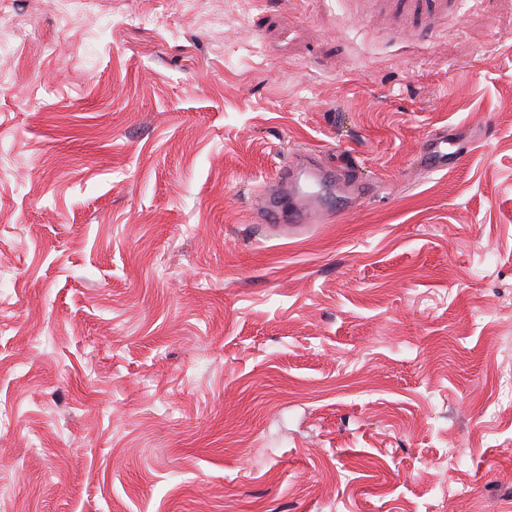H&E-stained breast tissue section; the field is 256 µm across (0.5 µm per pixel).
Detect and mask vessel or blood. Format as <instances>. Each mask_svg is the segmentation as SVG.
Listing matches in <instances>:
<instances>
[{
	"mask_svg": "<svg viewBox=\"0 0 512 512\" xmlns=\"http://www.w3.org/2000/svg\"><path fill=\"white\" fill-rule=\"evenodd\" d=\"M424 171L443 170L461 157L460 151H449L448 132L441 129L428 134L422 143ZM274 190L256 214L259 223L272 228L288 227L301 232L308 225L325 222L332 210L324 204L322 190L337 184L361 193L362 183L351 169L334 168L323 163L316 154L299 153L289 163L276 169L267 180Z\"/></svg>",
	"mask_w": 512,
	"mask_h": 512,
	"instance_id": "b4317fda",
	"label": "vessel or blood"
}]
</instances>
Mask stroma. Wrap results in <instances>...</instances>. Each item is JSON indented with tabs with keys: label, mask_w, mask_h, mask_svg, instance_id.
Wrapping results in <instances>:
<instances>
[{
	"label": "stroma",
	"mask_w": 512,
	"mask_h": 512,
	"mask_svg": "<svg viewBox=\"0 0 512 512\" xmlns=\"http://www.w3.org/2000/svg\"><path fill=\"white\" fill-rule=\"evenodd\" d=\"M508 376L512 0H0V512H512ZM447 129L435 130L422 143L423 170L427 172L448 169L461 157L463 143L455 142L456 150L448 152ZM299 177L304 178L305 188L298 185ZM266 183L270 188L286 187L288 192L270 194L265 205L257 212V220L261 224H271L272 229L288 228L289 233L304 231L308 224L323 223L328 216L345 210L324 205V187L342 185L356 194L364 190L351 169L328 166L315 153L296 154L289 164L286 162L276 169Z\"/></svg>",
	"instance_id": "stroma-1"
}]
</instances>
